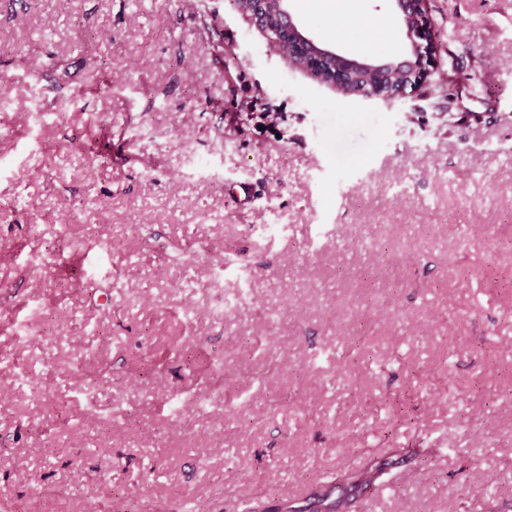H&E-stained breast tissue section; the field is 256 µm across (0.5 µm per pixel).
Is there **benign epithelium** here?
<instances>
[{"instance_id":"7a95c632","label":"benign epithelium","mask_w":512,"mask_h":512,"mask_svg":"<svg viewBox=\"0 0 512 512\" xmlns=\"http://www.w3.org/2000/svg\"><path fill=\"white\" fill-rule=\"evenodd\" d=\"M408 43L395 56L356 58L319 42L297 21L291 0H233L268 39L270 48L312 79L349 99L387 102L426 81L438 38L427 0H391Z\"/></svg>"}]
</instances>
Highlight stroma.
I'll use <instances>...</instances> for the list:
<instances>
[{"label": "stroma", "instance_id": "1", "mask_svg": "<svg viewBox=\"0 0 512 512\" xmlns=\"http://www.w3.org/2000/svg\"><path fill=\"white\" fill-rule=\"evenodd\" d=\"M429 10L427 81L351 103L229 0H0V512H289L373 459L336 512H512V0Z\"/></svg>", "mask_w": 512, "mask_h": 512}]
</instances>
